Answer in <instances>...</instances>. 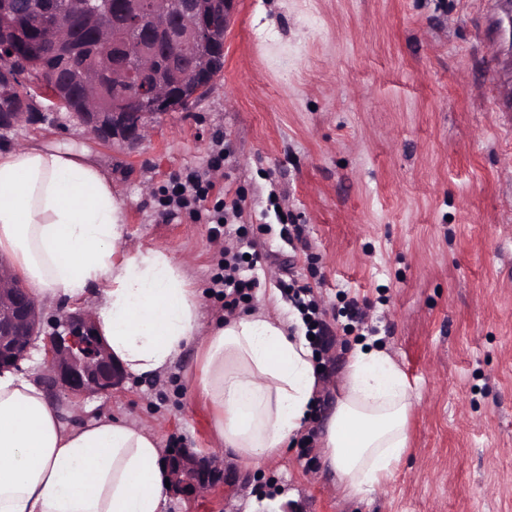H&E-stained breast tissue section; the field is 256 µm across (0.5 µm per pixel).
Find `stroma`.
Wrapping results in <instances>:
<instances>
[{"instance_id":"stroma-1","label":"stroma","mask_w":512,"mask_h":512,"mask_svg":"<svg viewBox=\"0 0 512 512\" xmlns=\"http://www.w3.org/2000/svg\"><path fill=\"white\" fill-rule=\"evenodd\" d=\"M503 0H237L224 70L188 110L168 112L135 150L91 144L125 202L128 238L190 258L208 294L220 253L210 227L158 215L174 175L205 169L241 198L256 242L257 309L294 306L281 282L310 286L329 325L327 384L307 425L335 408L349 350L372 342L418 399L394 478L363 498L323 472L318 442L245 468L221 447L211 407L188 394L185 348L161 375L127 379L96 411L153 426L161 447L215 455L242 484L164 512H512V47L485 34ZM357 301L367 327L349 330Z\"/></svg>"}]
</instances>
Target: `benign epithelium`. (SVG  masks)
<instances>
[{
	"instance_id": "obj_1",
	"label": "benign epithelium",
	"mask_w": 512,
	"mask_h": 512,
	"mask_svg": "<svg viewBox=\"0 0 512 512\" xmlns=\"http://www.w3.org/2000/svg\"><path fill=\"white\" fill-rule=\"evenodd\" d=\"M235 8L236 0H210L206 10L200 8L199 0H132L122 17L116 18L111 0H32L30 13L48 19L41 27L39 48L31 55L17 52L15 46L24 32L0 21V68L12 72L13 84L27 74L36 75L43 96L59 107L67 106L48 60L79 50L72 24L81 21L96 35L100 58L109 62L112 78L123 87L107 109L85 101L82 111L68 113V121L78 134L102 145L134 147L147 138L160 116L146 111L147 107L179 110L206 87L208 70L196 67L194 61L223 59L224 36ZM145 26L167 49L171 66L181 71L179 83L162 76L131 81L135 74L151 71V54L137 37ZM46 120V113L33 112L25 100L18 99L12 111L0 115V135L22 123ZM4 265L0 259V369L19 366L37 350L43 357V383L53 396L64 394L80 403L121 390L126 374L107 352L89 312L74 304L51 324V332H44L40 305L19 282H4ZM164 464L173 497L191 500L226 480L213 458L198 456L189 464L183 452L170 448Z\"/></svg>"
}]
</instances>
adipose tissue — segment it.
Segmentation results:
<instances>
[{
    "mask_svg": "<svg viewBox=\"0 0 512 512\" xmlns=\"http://www.w3.org/2000/svg\"><path fill=\"white\" fill-rule=\"evenodd\" d=\"M0 254L1 272L37 303H84L132 377L157 376L200 343L187 390L209 402L219 442L245 467L281 455L309 419L321 380L302 318L285 324L260 309L203 322L186 263L128 242L124 202L87 149L29 142L0 152ZM415 400L383 350L350 352L320 438L344 495L395 475ZM163 454L149 427L100 413L68 423L32 374L0 372V512H163Z\"/></svg>",
    "mask_w": 512,
    "mask_h": 512,
    "instance_id": "obj_1",
    "label": "adipose tissue"
}]
</instances>
